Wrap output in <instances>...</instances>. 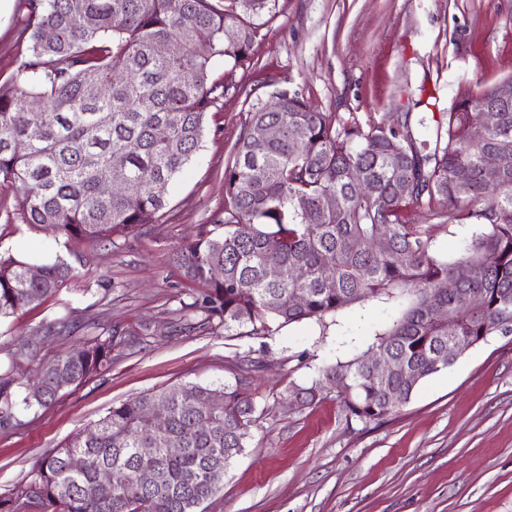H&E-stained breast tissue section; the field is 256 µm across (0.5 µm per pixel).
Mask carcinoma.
Returning <instances> with one entry per match:
<instances>
[{
    "label": "carcinoma",
    "mask_w": 512,
    "mask_h": 512,
    "mask_svg": "<svg viewBox=\"0 0 512 512\" xmlns=\"http://www.w3.org/2000/svg\"><path fill=\"white\" fill-rule=\"evenodd\" d=\"M26 55L0 84V188L15 192L27 224L71 240L110 242L167 207L169 189L199 148L206 114L227 90L211 79L219 60L236 67L250 60L259 36L256 19L276 0H20ZM74 15L87 18L75 27ZM54 37L44 39L45 29ZM232 36H227V33ZM175 41L181 54L162 57L156 44ZM111 86L107 98L102 84ZM496 87L457 101L435 142L417 140L407 117L364 129L354 120L314 112L288 88L269 99L248 100L246 125L224 165V232L201 225L172 260L189 292L170 313V328L226 336H268L271 324L323 321L364 300L408 305L372 345L387 351L398 371L375 378L359 359L331 365L322 380L289 393L311 404L336 375L347 387L336 399L347 415L380 421L408 403L419 384L458 359L455 339L512 335V101ZM32 100L42 103L30 111ZM496 106V120L482 109ZM279 129L275 139L255 135ZM33 127L39 136L28 139ZM494 152L501 162L483 164ZM464 168L462 184L456 173ZM112 177L126 190L104 197L100 181ZM305 207H297L298 200ZM445 206L450 225H470L471 237L453 256L433 249L437 224H410L406 209L421 201ZM280 247L268 250L269 238ZM25 260L0 256V317L58 294L72 266L58 257L27 276ZM466 275L459 276L460 268ZM279 276H269L271 269ZM477 292L473 311L451 306V290ZM302 295L306 303L291 298ZM446 306L454 321L435 318ZM164 332L148 324L101 333L39 364V397L21 393L22 364L39 342L20 340L0 369V429L19 422L18 405L46 408L66 390L104 374L112 354L133 350ZM391 391L397 397L383 399ZM183 384L145 392L112 406L93 428L45 455L27 479L0 495V512H196L224 482L246 447L255 406L242 383L220 389ZM168 428L149 417L159 398ZM140 448L153 452L143 456ZM169 448L182 453L171 456ZM79 454L82 472L68 470ZM151 467L153 486L138 484ZM113 467L127 482L112 487L98 475Z\"/></svg>",
    "instance_id": "obj_1"
}]
</instances>
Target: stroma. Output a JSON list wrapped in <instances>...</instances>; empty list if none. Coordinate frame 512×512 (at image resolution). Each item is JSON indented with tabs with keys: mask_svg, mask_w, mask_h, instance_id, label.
<instances>
[{
	"mask_svg": "<svg viewBox=\"0 0 512 512\" xmlns=\"http://www.w3.org/2000/svg\"><path fill=\"white\" fill-rule=\"evenodd\" d=\"M261 22L249 63L214 69L227 91L157 223L110 242L69 240L26 224L15 193L0 188V254L36 265L61 257L73 267L57 297L0 319V361L15 340L62 317L68 333L46 342L41 358L96 326H167L185 288L172 254L224 206V164L246 121V98L288 87L311 110L365 128L405 112L416 135L431 140L459 98L512 79V0H278ZM21 27L19 0H9L0 8L1 83L24 59ZM442 210L415 203L406 219L436 225L434 250L446 255L470 230L440 226ZM401 310L365 301L321 325L277 323L259 337L182 333L115 357L107 373L49 407L21 411L19 425L0 433V493L113 404L242 377L256 407L251 437L203 512H512V335L476 345L380 422L347 418L332 393L289 404V384L311 386L326 366L363 355ZM243 357L260 363L244 377L236 368Z\"/></svg>",
	"mask_w": 512,
	"mask_h": 512,
	"instance_id": "1",
	"label": "stroma"
}]
</instances>
